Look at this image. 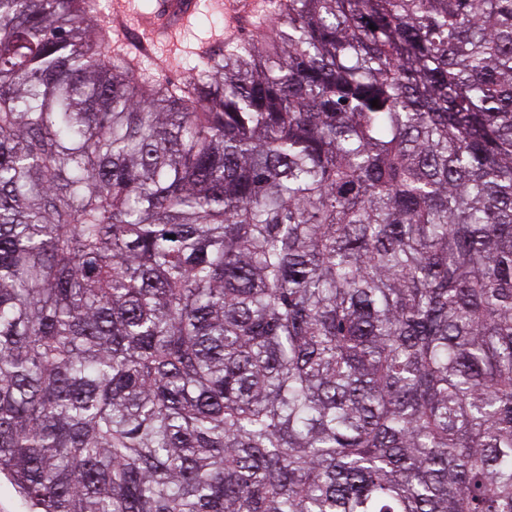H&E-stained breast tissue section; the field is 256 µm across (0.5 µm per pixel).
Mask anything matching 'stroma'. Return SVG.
I'll list each match as a JSON object with an SVG mask.
<instances>
[{
    "mask_svg": "<svg viewBox=\"0 0 512 512\" xmlns=\"http://www.w3.org/2000/svg\"><path fill=\"white\" fill-rule=\"evenodd\" d=\"M271 0H256L255 10L242 20L233 11L232 0H209L207 8L197 9L190 18L173 29H158L147 56H139L137 47L143 27L155 9V0H103L101 24L109 26L112 37L130 55L140 58L147 72L178 82L183 80L194 64L196 52L202 45L214 44L216 39H246L258 36L259 22L270 18Z\"/></svg>",
    "mask_w": 512,
    "mask_h": 512,
    "instance_id": "1",
    "label": "stroma"
}]
</instances>
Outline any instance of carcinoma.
Here are the masks:
<instances>
[{
    "label": "carcinoma",
    "mask_w": 512,
    "mask_h": 512,
    "mask_svg": "<svg viewBox=\"0 0 512 512\" xmlns=\"http://www.w3.org/2000/svg\"><path fill=\"white\" fill-rule=\"evenodd\" d=\"M102 11L0 0L26 512H512V0H279L179 83Z\"/></svg>",
    "instance_id": "cac0c4a2"
}]
</instances>
